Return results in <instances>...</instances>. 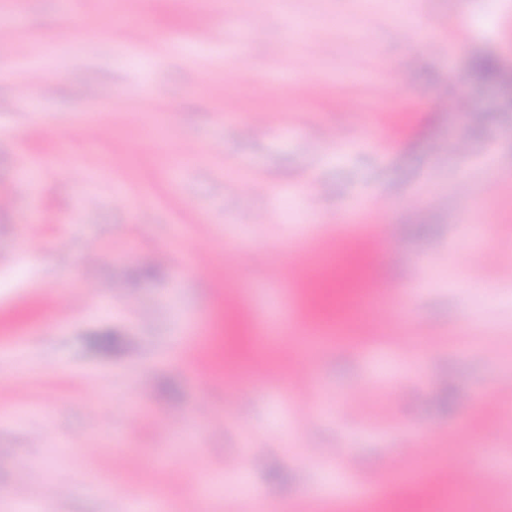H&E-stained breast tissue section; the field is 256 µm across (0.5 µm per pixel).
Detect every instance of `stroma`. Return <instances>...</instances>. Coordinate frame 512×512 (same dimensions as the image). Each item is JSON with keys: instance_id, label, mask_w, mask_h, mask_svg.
<instances>
[{"instance_id": "1", "label": "stroma", "mask_w": 512, "mask_h": 512, "mask_svg": "<svg viewBox=\"0 0 512 512\" xmlns=\"http://www.w3.org/2000/svg\"><path fill=\"white\" fill-rule=\"evenodd\" d=\"M486 54L506 82L472 79ZM34 72L53 80L19 93ZM375 231L373 315L315 350L301 287L270 276ZM281 317L287 358L254 343ZM493 379L512 381V0H0V512L48 485L49 512H131L138 489L167 512H427L405 472L473 466L474 505L512 512ZM333 448L381 499L327 491L335 463L305 459Z\"/></svg>"}]
</instances>
